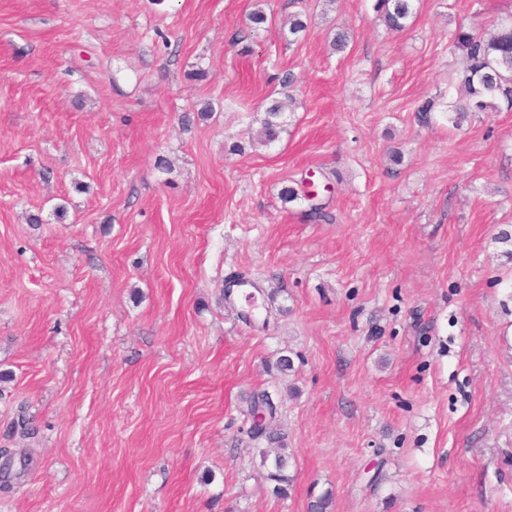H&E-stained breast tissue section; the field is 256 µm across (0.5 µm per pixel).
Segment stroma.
I'll use <instances>...</instances> for the list:
<instances>
[{"label": "stroma", "instance_id": "stroma-1", "mask_svg": "<svg viewBox=\"0 0 512 512\" xmlns=\"http://www.w3.org/2000/svg\"><path fill=\"white\" fill-rule=\"evenodd\" d=\"M372 4L0 0V512H512V111L417 112L512 0ZM415 2V0H375L373 9L390 30L401 31L413 14ZM291 104V99H288V104L286 101L272 100L265 108L257 133L259 144L267 146L280 138L281 133L285 131L284 114L287 108L288 112H291ZM248 411L251 420L255 417L259 418L258 423L253 428L258 432L257 435L259 437L265 435V438L271 444L282 442L281 433L278 431L277 427L272 426L276 415V407L267 392L261 391L253 393V395L249 397Z\"/></svg>", "mask_w": 512, "mask_h": 512}]
</instances>
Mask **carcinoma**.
Masks as SVG:
<instances>
[{"label":"carcinoma","instance_id":"1","mask_svg":"<svg viewBox=\"0 0 512 512\" xmlns=\"http://www.w3.org/2000/svg\"><path fill=\"white\" fill-rule=\"evenodd\" d=\"M415 0H375L373 9L393 31L405 28L414 11ZM453 49L462 53L465 66L462 86L465 97L448 103V122L458 128L470 115L479 112L512 110V14L501 19L492 33L483 35L459 27L449 36ZM291 104L273 100L265 108L257 133L258 143L270 145L285 131L284 114ZM249 415L258 418L254 430L271 444L282 442L280 432L272 423L276 407L265 392L249 397ZM288 456L279 452L274 457L268 478L277 483L288 482L285 470Z\"/></svg>","mask_w":512,"mask_h":512}]
</instances>
